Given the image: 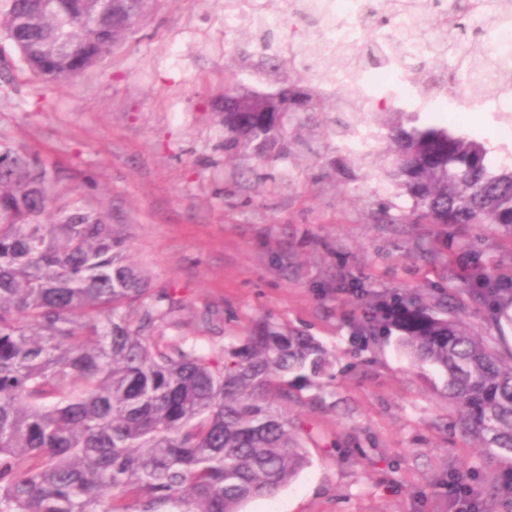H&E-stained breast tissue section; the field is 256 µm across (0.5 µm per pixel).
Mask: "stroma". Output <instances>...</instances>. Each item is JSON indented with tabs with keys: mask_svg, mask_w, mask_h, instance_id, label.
<instances>
[{
	"mask_svg": "<svg viewBox=\"0 0 512 512\" xmlns=\"http://www.w3.org/2000/svg\"><path fill=\"white\" fill-rule=\"evenodd\" d=\"M224 26V0H153L95 69L61 85L31 78L0 42V152L23 149L58 171L75 198L121 229L152 292L180 298L154 340L187 337L213 356L268 321L313 336L325 374L294 385L286 410L308 465L242 512H456L460 481L478 512H512V470L456 426L458 412L399 348L396 331L361 337L381 297H446L476 335L512 359L465 282L477 265L512 277V236L495 224L407 221V198L378 180L394 155L374 142L354 159L350 128L372 114L287 112L282 159L224 152L229 70L252 51ZM453 130L496 133L512 152V114L447 115Z\"/></svg>",
	"mask_w": 512,
	"mask_h": 512,
	"instance_id": "obj_1",
	"label": "stroma"
}]
</instances>
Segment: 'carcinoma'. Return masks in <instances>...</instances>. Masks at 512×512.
<instances>
[{
	"mask_svg": "<svg viewBox=\"0 0 512 512\" xmlns=\"http://www.w3.org/2000/svg\"><path fill=\"white\" fill-rule=\"evenodd\" d=\"M0 37L27 71L62 84L95 68L124 40L132 0H3ZM381 28L406 13L429 15L425 31L380 50L360 47L352 67L443 69L444 90L468 86L482 65L512 89V49L472 24L481 14L502 25L500 0H368ZM257 65L288 67L296 81L276 91L247 90L276 112H226L227 152L279 158L288 134L279 113L315 112L309 56L268 52ZM387 105L365 97L358 80L336 94V111ZM382 120L396 161L383 181L410 202L408 216L431 224H496L512 235V163L490 169L484 143L420 111ZM58 176L24 150L0 155V512H240L272 496L308 463L300 424L288 417L292 380L318 377L328 351L312 337L258 324L209 357L185 340L150 343L144 331L177 311L170 292L150 294L125 239L106 213L85 204L58 211ZM496 269L469 278L492 317L512 325V288L497 290ZM388 327L418 368L442 379L436 391L458 409L461 430L489 453L512 458V362L472 333L442 299L415 297L386 308Z\"/></svg>",
	"mask_w": 512,
	"mask_h": 512,
	"instance_id": "carcinoma-1",
	"label": "carcinoma"
}]
</instances>
